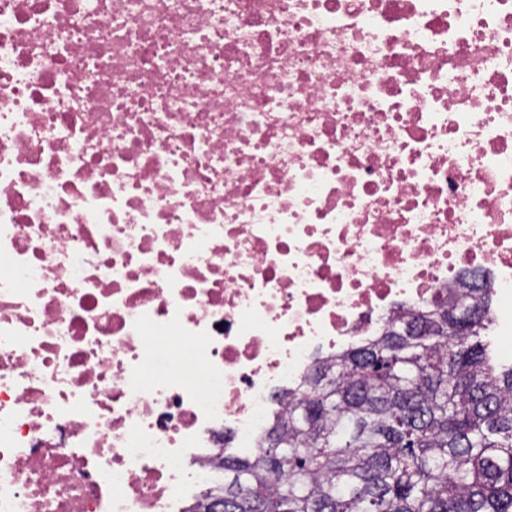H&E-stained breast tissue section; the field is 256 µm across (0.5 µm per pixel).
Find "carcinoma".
<instances>
[{
	"mask_svg": "<svg viewBox=\"0 0 512 512\" xmlns=\"http://www.w3.org/2000/svg\"><path fill=\"white\" fill-rule=\"evenodd\" d=\"M387 325L319 367L255 456L224 458V512H512V365L485 292Z\"/></svg>",
	"mask_w": 512,
	"mask_h": 512,
	"instance_id": "cac0c4a2",
	"label": "carcinoma"
}]
</instances>
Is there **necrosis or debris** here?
<instances>
[{"label":"necrosis or debris","instance_id":"necrosis-or-debris-1","mask_svg":"<svg viewBox=\"0 0 512 512\" xmlns=\"http://www.w3.org/2000/svg\"><path fill=\"white\" fill-rule=\"evenodd\" d=\"M472 270L512 358V0H0V512H187Z\"/></svg>","mask_w":512,"mask_h":512}]
</instances>
